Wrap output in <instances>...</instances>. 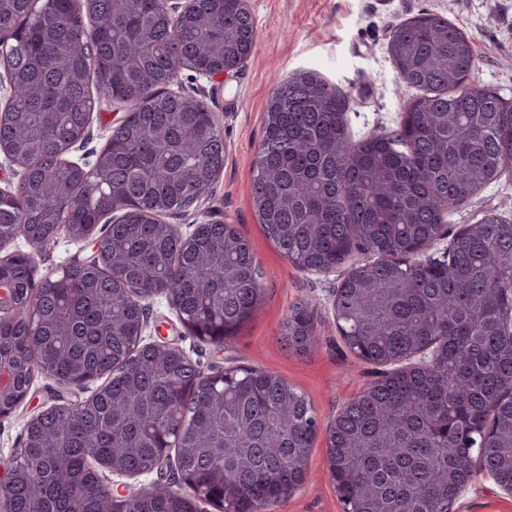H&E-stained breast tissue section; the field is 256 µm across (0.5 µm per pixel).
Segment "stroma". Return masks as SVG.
<instances>
[{
  "instance_id": "obj_1",
  "label": "stroma",
  "mask_w": 512,
  "mask_h": 512,
  "mask_svg": "<svg viewBox=\"0 0 512 512\" xmlns=\"http://www.w3.org/2000/svg\"><path fill=\"white\" fill-rule=\"evenodd\" d=\"M248 8L255 20L257 44L238 72L225 81L208 82L184 70L175 81L185 93L204 95L224 132L225 161L211 194L172 221L186 225L207 218L236 224L249 239L263 272L262 304L235 340L220 348L191 336L168 301L157 297L147 305L145 339L182 348L203 370L219 366L269 370L304 393L320 427L307 478L269 512H344L329 475L324 429L379 377L381 368L353 354L340 336L332 316V278L295 268L262 231L252 205L251 181L267 101L277 82L311 70L340 92L352 140L392 133L400 128L418 92L400 89L388 38L392 27L424 13L441 16L466 32L477 60L472 84L512 100V0H248ZM122 115L120 104L101 98L90 137L73 149L71 159L92 161ZM490 213L512 223V172L484 186L467 206L449 210L431 256L441 257L462 226L479 223ZM91 253L90 241H77L59 231L37 255L36 275H52L73 257ZM302 301L311 303L320 316L317 344L307 352L290 347L281 334L291 308ZM80 396V391L36 377L25 401L9 416L0 417V462L11 458L32 416ZM452 512H512V495L483 472L457 498Z\"/></svg>"
}]
</instances>
